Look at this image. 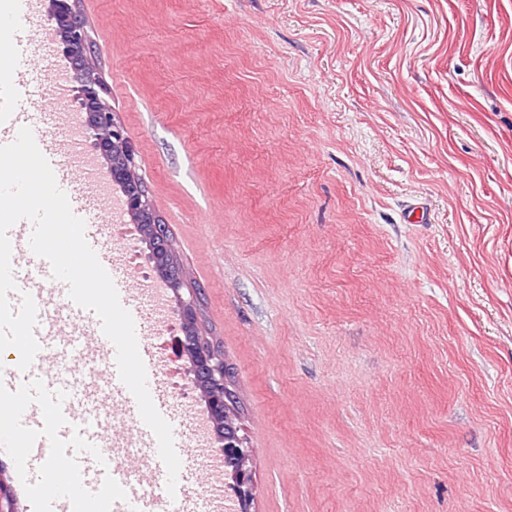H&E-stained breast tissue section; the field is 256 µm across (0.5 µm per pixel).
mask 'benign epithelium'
Wrapping results in <instances>:
<instances>
[{"mask_svg":"<svg viewBox=\"0 0 512 512\" xmlns=\"http://www.w3.org/2000/svg\"><path fill=\"white\" fill-rule=\"evenodd\" d=\"M47 22L67 44L64 55L78 82L74 100L82 114L81 134L91 142L95 158L105 169L109 184L121 186L120 199L124 214L133 224L134 238L153 245V261L164 265L161 282L178 302L183 331L178 353L190 363L187 379L204 401L203 414L216 433L218 451L225 465V476L230 479L229 487L238 512H250L254 500V482L249 467L251 448L247 439L240 435L232 367L224 351L199 330L197 292L190 290L187 298L181 294L185 272L178 264L169 227L162 223L136 172L133 143L105 99L106 85L94 61L88 57L89 37L77 0H49Z\"/></svg>","mask_w":512,"mask_h":512,"instance_id":"obj_1","label":"benign epithelium"}]
</instances>
